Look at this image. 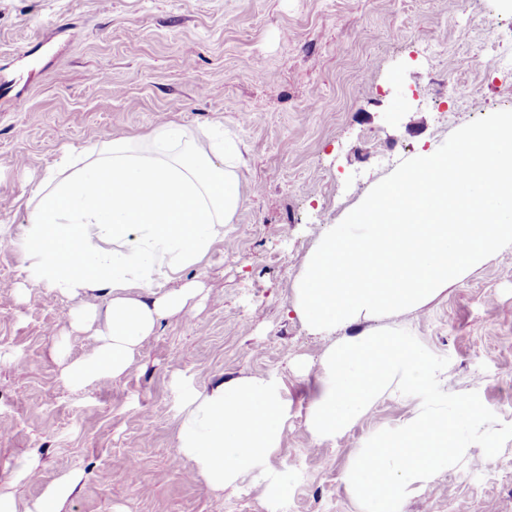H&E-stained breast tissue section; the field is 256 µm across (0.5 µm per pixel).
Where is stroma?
<instances>
[{"label":"stroma","mask_w":512,"mask_h":512,"mask_svg":"<svg viewBox=\"0 0 512 512\" xmlns=\"http://www.w3.org/2000/svg\"><path fill=\"white\" fill-rule=\"evenodd\" d=\"M84 37L66 43L63 30ZM512 26V0H0V73L23 53L28 107L0 82V486L19 506L64 473L81 476L64 512H361L343 475L377 431L420 401L383 395L336 441L315 443L307 408L329 338L293 309V287L321 228L340 223L400 161L467 123L512 110V74L481 48ZM163 121L241 142L245 201L207 258L162 288L203 291L167 317L130 371L67 387L87 351L80 305L36 287L21 235L26 200L63 155L146 139ZM443 368L450 393L477 392L512 424V248L488 257L424 308L387 319ZM281 379L288 430L270 480L216 494L177 454L190 395L240 375ZM36 460L38 476L21 478ZM139 463L135 482L122 464ZM289 473L279 485L275 477ZM401 512H512V439L472 451Z\"/></svg>","instance_id":"1"}]
</instances>
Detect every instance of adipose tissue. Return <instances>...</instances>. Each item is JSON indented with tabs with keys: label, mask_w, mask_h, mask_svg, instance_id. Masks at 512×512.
<instances>
[{
	"label": "adipose tissue",
	"mask_w": 512,
	"mask_h": 512,
	"mask_svg": "<svg viewBox=\"0 0 512 512\" xmlns=\"http://www.w3.org/2000/svg\"><path fill=\"white\" fill-rule=\"evenodd\" d=\"M241 160L233 139L195 136L169 122L143 142L113 139L111 149L88 154L66 176L49 172L29 197L24 257L35 284L71 299L106 300L72 317L90 350L65 368L67 385L125 375L161 320L199 294L194 282L168 292L159 284L201 264L223 238L244 203ZM318 370L321 391L306 427L319 443L344 434L382 395L423 389L440 377L425 348L388 326L337 338ZM289 416L288 390L278 379L230 378L187 401L177 453L215 492L263 481ZM79 481L60 477L23 511L0 492V512H61Z\"/></svg>",
	"instance_id": "ef3b65f1"
}]
</instances>
